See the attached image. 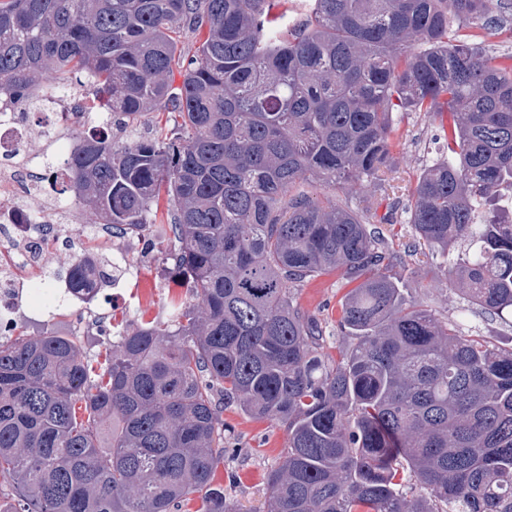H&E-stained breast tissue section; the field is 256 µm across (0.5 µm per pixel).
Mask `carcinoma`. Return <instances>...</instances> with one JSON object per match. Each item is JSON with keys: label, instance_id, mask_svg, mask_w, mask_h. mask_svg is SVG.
Masks as SVG:
<instances>
[{"label": "carcinoma", "instance_id": "1", "mask_svg": "<svg viewBox=\"0 0 512 512\" xmlns=\"http://www.w3.org/2000/svg\"><path fill=\"white\" fill-rule=\"evenodd\" d=\"M285 3L0 0V100L34 107L42 79L63 95L83 76L98 121L76 134L71 187L118 235L156 223L166 191L162 261L193 297L119 334L98 367L73 336L0 341V482L15 492L0 512H180L194 494L196 512H233L212 484L224 408L286 432L270 512H512V350L460 335L393 273L420 246L454 253L449 286L512 311V215L497 207L512 66L469 30L502 3L310 0L291 21ZM441 104L448 157L420 173L402 249L373 227L393 215L313 191L395 190L394 113ZM146 112L173 124L141 135ZM329 272L357 283L336 360L290 297ZM67 274L87 301L114 279L106 261Z\"/></svg>", "mask_w": 512, "mask_h": 512}]
</instances>
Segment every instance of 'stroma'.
<instances>
[{
	"instance_id": "stroma-1",
	"label": "stroma",
	"mask_w": 512,
	"mask_h": 512,
	"mask_svg": "<svg viewBox=\"0 0 512 512\" xmlns=\"http://www.w3.org/2000/svg\"><path fill=\"white\" fill-rule=\"evenodd\" d=\"M396 164L401 172V189L378 194L379 212L403 201V189L416 180L426 165L440 160L443 132L437 118L416 112L398 114ZM169 225H150L144 235H116L113 251L123 256L128 272L119 288H104L91 303L62 305L50 314L31 320L19 315L15 332L29 336L41 332L77 337L87 356L104 352L113 333L143 323H165L170 319L171 297L189 298L190 293L168 274L162 254L171 246ZM402 287L418 293L439 318L457 325L462 335L472 336L504 350L512 349V316L489 314L469 305L455 289L449 288L441 258L421 255L406 258L395 268ZM354 284L336 272L299 283L291 290L294 303L321 319L325 330V351L339 357L348 345L338 328L341 304ZM222 417L229 432L223 461L213 471L214 485L223 487L238 512H262L267 476L278 462L286 434L268 419L250 417L230 408Z\"/></svg>"
}]
</instances>
